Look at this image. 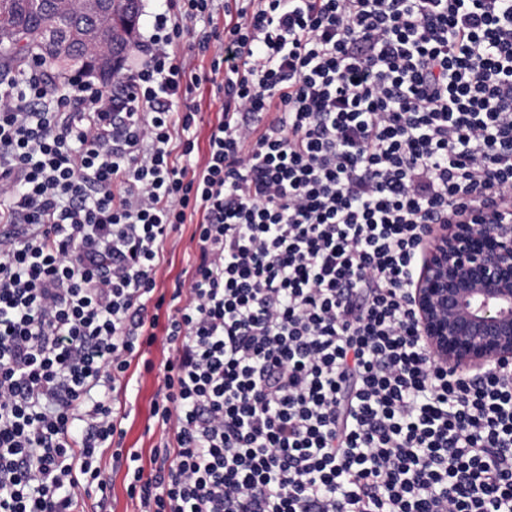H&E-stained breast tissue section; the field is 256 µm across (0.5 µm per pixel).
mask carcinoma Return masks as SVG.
Masks as SVG:
<instances>
[{
  "mask_svg": "<svg viewBox=\"0 0 512 512\" xmlns=\"http://www.w3.org/2000/svg\"><path fill=\"white\" fill-rule=\"evenodd\" d=\"M129 0H105L100 11L87 14L79 0L60 8L58 0H0V65L15 67L26 61L34 50L43 49L42 39L56 40L55 49L46 56L63 72L90 69L102 77L110 76L98 66L91 43L81 30L96 27L100 41L115 55L117 62H126L132 37L141 14V6L131 11Z\"/></svg>",
  "mask_w": 512,
  "mask_h": 512,
  "instance_id": "1",
  "label": "carcinoma"
}]
</instances>
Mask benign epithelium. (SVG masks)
I'll return each mask as SVG.
<instances>
[{
    "label": "benign epithelium",
    "mask_w": 512,
    "mask_h": 512,
    "mask_svg": "<svg viewBox=\"0 0 512 512\" xmlns=\"http://www.w3.org/2000/svg\"><path fill=\"white\" fill-rule=\"evenodd\" d=\"M474 220L432 232L410 288L430 353L484 376L512 362V211L492 207Z\"/></svg>",
    "instance_id": "benign-epithelium-1"
}]
</instances>
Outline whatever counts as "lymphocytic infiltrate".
<instances>
[{
  "instance_id": "obj_1",
  "label": "lymphocytic infiltrate",
  "mask_w": 512,
  "mask_h": 512,
  "mask_svg": "<svg viewBox=\"0 0 512 512\" xmlns=\"http://www.w3.org/2000/svg\"><path fill=\"white\" fill-rule=\"evenodd\" d=\"M132 52L0 75V512L107 496V449L143 512H512V372L440 367L409 292L434 225L512 202V0H161ZM196 102L201 105V109L203 112V123H201L194 130V138L200 144L201 148H204L206 136L209 129L210 122L216 119V111L219 108V103L210 99L209 94L206 92L203 96H196ZM194 224H182L166 248L164 259L156 274L157 292L171 293L175 283L185 278L195 256V242L191 241ZM158 390L157 371H142L126 395L123 393L119 397L122 407L125 404L127 414L123 425L126 430L123 448L137 451L141 456V463L147 470L151 468L152 449L172 433V430L162 429L150 415L151 402Z\"/></svg>"
}]
</instances>
